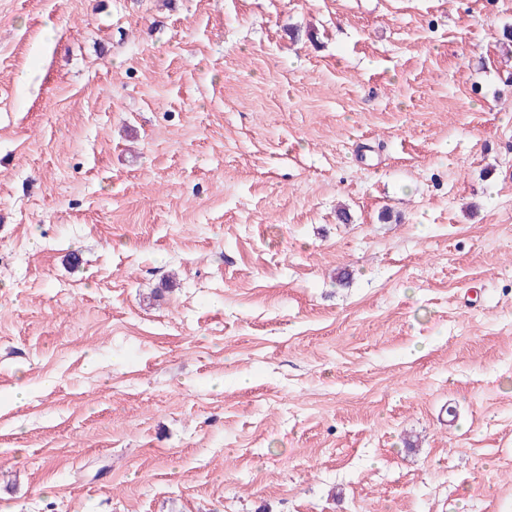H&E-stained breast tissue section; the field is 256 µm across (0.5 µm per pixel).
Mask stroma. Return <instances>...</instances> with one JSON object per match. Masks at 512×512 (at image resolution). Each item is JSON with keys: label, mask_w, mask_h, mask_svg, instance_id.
<instances>
[{"label": "stroma", "mask_w": 512, "mask_h": 512, "mask_svg": "<svg viewBox=\"0 0 512 512\" xmlns=\"http://www.w3.org/2000/svg\"><path fill=\"white\" fill-rule=\"evenodd\" d=\"M507 26L0 0V512H512Z\"/></svg>", "instance_id": "stroma-1"}]
</instances>
